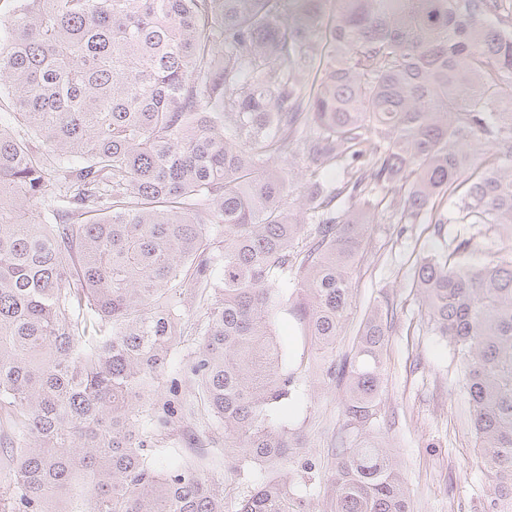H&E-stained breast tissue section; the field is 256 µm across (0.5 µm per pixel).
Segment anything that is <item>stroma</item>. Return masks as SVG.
<instances>
[{
    "label": "stroma",
    "instance_id": "1",
    "mask_svg": "<svg viewBox=\"0 0 512 512\" xmlns=\"http://www.w3.org/2000/svg\"><path fill=\"white\" fill-rule=\"evenodd\" d=\"M470 236L477 238L480 249L457 253L461 262L470 265L484 262L488 253L505 243L489 224H395L386 208L375 213L353 272L355 317L335 349L318 354L298 397L279 411L280 419L298 428L302 436L300 458L314 463L308 485L315 512H321L331 493L343 392L329 380L327 371L350 353L360 316L376 302L393 311L377 423L399 462L410 492L411 512H483L482 473L456 361L448 345L434 335L414 286L419 255L448 254ZM293 306V300L281 298L272 321L276 336L290 355L298 357L306 338ZM183 310L187 330L165 372L147 393L145 404L150 408L162 405L170 386H178L185 410L160 429L157 446L163 458L201 465L221 478L224 512H236L260 474L238 475L224 458L223 429L196 405L197 384L185 364L195 350L193 329L204 320L207 304L191 299Z\"/></svg>",
    "mask_w": 512,
    "mask_h": 512
}]
</instances>
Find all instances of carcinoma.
<instances>
[{
    "instance_id": "obj_1",
    "label": "carcinoma",
    "mask_w": 512,
    "mask_h": 512,
    "mask_svg": "<svg viewBox=\"0 0 512 512\" xmlns=\"http://www.w3.org/2000/svg\"><path fill=\"white\" fill-rule=\"evenodd\" d=\"M0 2V512H224L197 465L158 461L177 401L140 411L185 301L216 282L188 370L225 457L270 471L237 512H313L278 411L314 356L286 364L276 299L296 293L311 348H334L386 198L398 224L512 237V0H341L322 45L324 0ZM478 246L422 255L415 287L459 363L484 512H512V247L455 260ZM389 315L366 313L329 371L342 424L320 512H410L374 427Z\"/></svg>"
}]
</instances>
